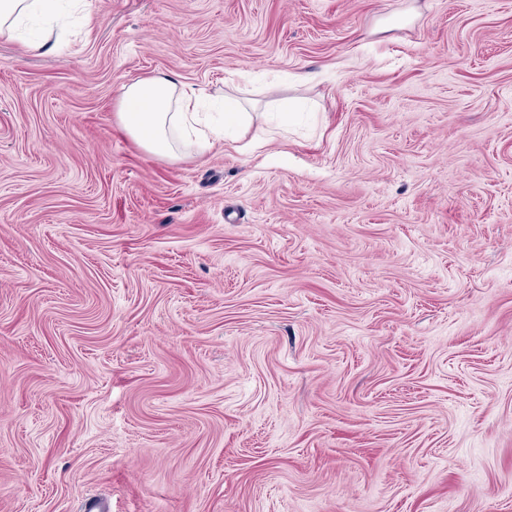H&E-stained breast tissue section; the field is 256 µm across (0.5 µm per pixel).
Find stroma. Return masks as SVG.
<instances>
[{"instance_id": "1", "label": "stroma", "mask_w": 512, "mask_h": 512, "mask_svg": "<svg viewBox=\"0 0 512 512\" xmlns=\"http://www.w3.org/2000/svg\"><path fill=\"white\" fill-rule=\"evenodd\" d=\"M86 2L0 37V512H512V0ZM200 96L169 76L137 80L123 87L117 103L118 122L143 148L176 159H194L229 131L246 133L255 112H224V126L197 128Z\"/></svg>"}]
</instances>
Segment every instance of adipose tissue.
<instances>
[{"instance_id": "ef3b65f1", "label": "adipose tissue", "mask_w": 512, "mask_h": 512, "mask_svg": "<svg viewBox=\"0 0 512 512\" xmlns=\"http://www.w3.org/2000/svg\"><path fill=\"white\" fill-rule=\"evenodd\" d=\"M81 4L82 0H0V35L14 37L44 19L47 28L27 42L28 49H43L55 30L64 28L70 9ZM199 103V95L177 80L156 76L124 86L117 117L143 148L181 160L195 158L214 142L228 139L230 132H247L256 119L254 113L230 110L223 124L203 129Z\"/></svg>"}]
</instances>
